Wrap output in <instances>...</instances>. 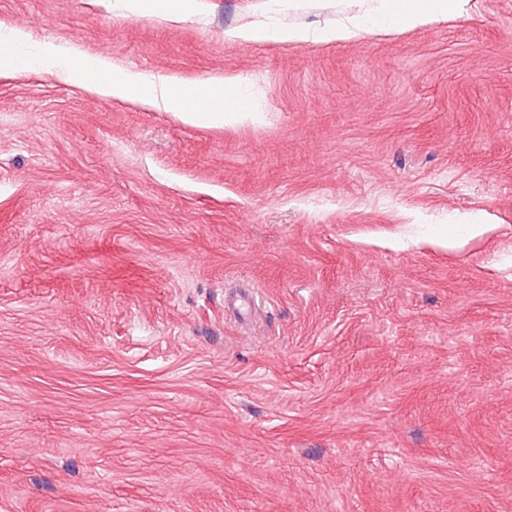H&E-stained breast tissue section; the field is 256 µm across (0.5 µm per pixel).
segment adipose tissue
Listing matches in <instances>:
<instances>
[{
    "mask_svg": "<svg viewBox=\"0 0 512 512\" xmlns=\"http://www.w3.org/2000/svg\"><path fill=\"white\" fill-rule=\"evenodd\" d=\"M470 0H368L366 10L336 26L318 31L300 28H270L253 24L231 31V38L253 41L267 39L300 43L342 42L357 39L381 29H414L435 22L464 16ZM0 38L13 46L11 56L0 60V70L19 72L30 69L63 72L72 84L97 94L151 106L170 113L179 122L205 129L255 120L254 107L219 106L195 109V87L176 84L169 77L143 79L120 72L102 58H79L54 42H30L27 34L14 29H1Z\"/></svg>",
    "mask_w": 512,
    "mask_h": 512,
    "instance_id": "ef3b65f1",
    "label": "adipose tissue"
}]
</instances>
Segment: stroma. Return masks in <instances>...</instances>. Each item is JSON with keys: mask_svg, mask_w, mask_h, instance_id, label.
<instances>
[{"mask_svg": "<svg viewBox=\"0 0 512 512\" xmlns=\"http://www.w3.org/2000/svg\"><path fill=\"white\" fill-rule=\"evenodd\" d=\"M185 15L0 0L259 111L0 78V512H512V0L327 44L225 33L338 0Z\"/></svg>", "mask_w": 512, "mask_h": 512, "instance_id": "obj_1", "label": "stroma"}]
</instances>
